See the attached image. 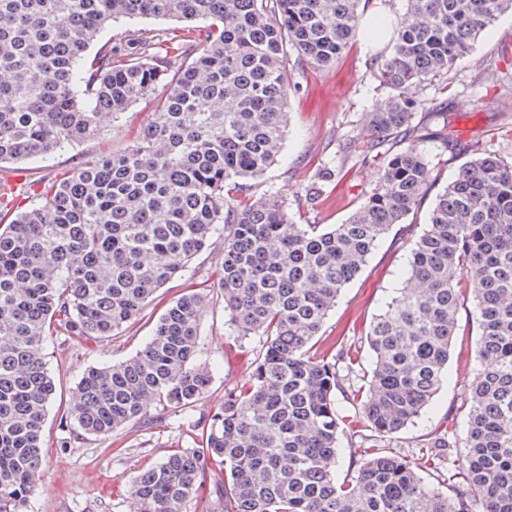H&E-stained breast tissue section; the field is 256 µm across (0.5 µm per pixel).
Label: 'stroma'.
Instances as JSON below:
<instances>
[{"label": "stroma", "instance_id": "stroma-1", "mask_svg": "<svg viewBox=\"0 0 512 512\" xmlns=\"http://www.w3.org/2000/svg\"><path fill=\"white\" fill-rule=\"evenodd\" d=\"M381 46L356 35L339 63L328 69L292 68L294 89L288 101L290 123L282 157L255 182L257 194L272 193L284 202L299 224H339L359 204L375 182L379 162L374 155L352 151L365 140V112L383 106L390 97L372 67ZM415 139L433 171L432 186L406 223L394 225L380 240L360 274L344 288L322 329L323 335L344 334L348 346L362 351L359 365L346 372L347 385L360 386L371 361L365 333L385 303L402 287L413 243L422 231L436 194L452 181L463 163L494 154L512 157V11L487 27L472 55L460 58L448 74L417 90ZM154 95L140 98L119 118L102 115L98 132L57 154L49 163L29 161L23 171L38 182L62 178L84 159L120 150L150 124ZM457 141L446 147L441 133ZM317 197H306L310 182ZM223 239L214 237L180 278L156 296L140 318L124 331L102 341L83 343L61 334L49 338L43 355L56 384L55 400L43 426L45 465L28 503V512H130L128 487L141 470L194 443V434L180 413L172 412L152 425L134 424L106 439H81L64 428L60 413L85 369L124 360L147 342L165 307L184 290L206 301L201 319L203 360L211 384L197 409L205 413L224 401V390L245 383L249 367L227 357L230 341L224 307L217 300ZM472 305L459 313L460 330L448 360V377L430 406L405 429L384 438L387 451L413 458L443 420L453 430L448 461L465 452L466 412L470 383L480 369L474 355L477 330Z\"/></svg>", "mask_w": 512, "mask_h": 512}]
</instances>
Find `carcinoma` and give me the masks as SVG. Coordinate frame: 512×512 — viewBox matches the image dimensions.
<instances>
[{
    "mask_svg": "<svg viewBox=\"0 0 512 512\" xmlns=\"http://www.w3.org/2000/svg\"><path fill=\"white\" fill-rule=\"evenodd\" d=\"M362 0H0V165L47 160L161 90L130 146L59 180L0 184V512H27L44 463L55 384L42 354L62 329L116 335L224 236L217 288L249 380L195 414L211 374L201 360L204 299L185 293L135 355L86 369L62 419L109 437L179 412L199 437L137 474L135 512H512V160L471 159L440 191L411 249L400 292L370 324L372 366L336 406L339 364L358 351L335 336L313 351L329 311L377 242L432 185L411 138L414 92L475 49L512 0H405L374 67L393 91L363 115L380 174L342 224H298L252 180L275 165L288 131V50L296 65H335L358 32L376 33ZM122 19L186 23L133 40ZM97 45L89 53L91 45ZM30 207L15 214L18 197ZM466 280L469 288L460 287ZM475 304L476 357L466 455L445 467L448 428L413 460L380 450L428 407L448 368L458 314ZM360 423L354 474L338 481V435ZM224 477L211 480L215 470ZM447 481L448 492L423 473Z\"/></svg>",
    "mask_w": 512,
    "mask_h": 512,
    "instance_id": "cac0c4a2",
    "label": "carcinoma"
}]
</instances>
